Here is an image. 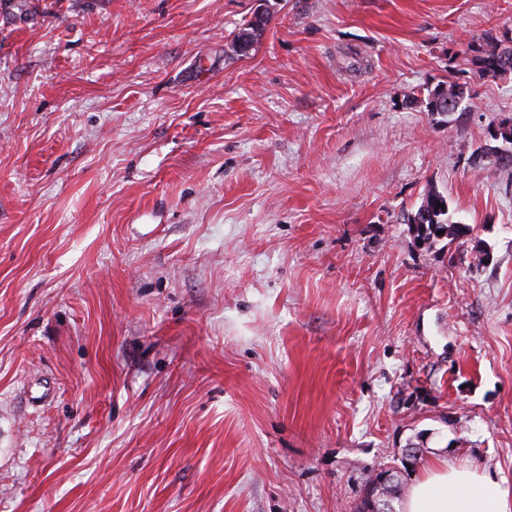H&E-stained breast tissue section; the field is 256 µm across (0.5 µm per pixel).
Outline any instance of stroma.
Returning a JSON list of instances; mask_svg holds the SVG:
<instances>
[{"label": "stroma", "mask_w": 512, "mask_h": 512, "mask_svg": "<svg viewBox=\"0 0 512 512\" xmlns=\"http://www.w3.org/2000/svg\"><path fill=\"white\" fill-rule=\"evenodd\" d=\"M509 42L512 0H0V512H354L413 444L512 490V74L464 53ZM431 188L472 233L427 250ZM471 87L467 83L456 81L437 85L428 95L430 112H468L472 108ZM492 140L501 145L489 146L483 149L476 157L479 163L494 157L502 168L512 165V119H504L496 126L494 133L490 132Z\"/></svg>", "instance_id": "obj_1"}]
</instances>
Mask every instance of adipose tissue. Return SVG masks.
Here are the masks:
<instances>
[{
	"label": "adipose tissue",
	"instance_id": "adipose-tissue-1",
	"mask_svg": "<svg viewBox=\"0 0 512 512\" xmlns=\"http://www.w3.org/2000/svg\"><path fill=\"white\" fill-rule=\"evenodd\" d=\"M402 512H512V491L492 474L432 455L415 479Z\"/></svg>",
	"mask_w": 512,
	"mask_h": 512
}]
</instances>
